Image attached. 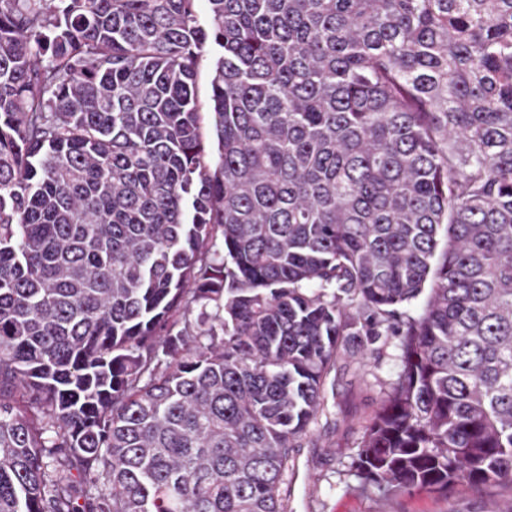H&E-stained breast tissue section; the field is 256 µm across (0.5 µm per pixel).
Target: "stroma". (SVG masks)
Returning a JSON list of instances; mask_svg holds the SVG:
<instances>
[{
    "label": "stroma",
    "mask_w": 512,
    "mask_h": 512,
    "mask_svg": "<svg viewBox=\"0 0 512 512\" xmlns=\"http://www.w3.org/2000/svg\"><path fill=\"white\" fill-rule=\"evenodd\" d=\"M398 350L388 343L380 360H362L346 345L326 389L328 411L289 461L281 489L287 512H488L512 505V486L460 483L447 494L424 489L380 496L362 486L351 467L359 442L398 371Z\"/></svg>",
    "instance_id": "stroma-1"
}]
</instances>
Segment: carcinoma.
I'll use <instances>...</instances> for the list:
<instances>
[{"mask_svg": "<svg viewBox=\"0 0 512 512\" xmlns=\"http://www.w3.org/2000/svg\"><path fill=\"white\" fill-rule=\"evenodd\" d=\"M208 2L0 0V512H286L391 336L357 475L512 486V0ZM218 55L219 54L214 47L207 50L196 79V97L203 116L207 115L206 111L209 107L210 82L213 74L214 62Z\"/></svg>", "mask_w": 512, "mask_h": 512, "instance_id": "obj_1", "label": "carcinoma"}]
</instances>
